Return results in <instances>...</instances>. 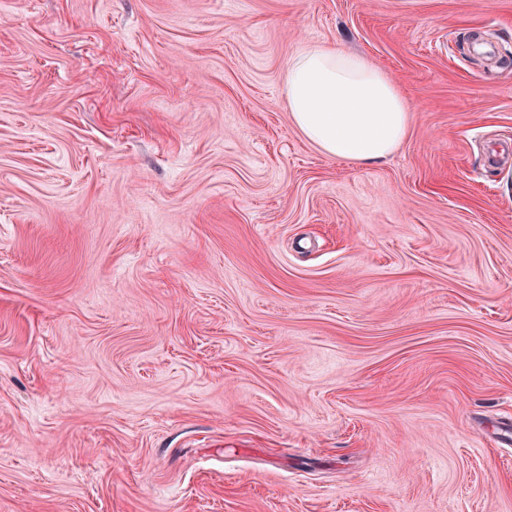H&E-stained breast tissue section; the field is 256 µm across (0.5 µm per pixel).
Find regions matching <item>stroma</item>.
Wrapping results in <instances>:
<instances>
[{
	"instance_id": "1",
	"label": "stroma",
	"mask_w": 512,
	"mask_h": 512,
	"mask_svg": "<svg viewBox=\"0 0 512 512\" xmlns=\"http://www.w3.org/2000/svg\"><path fill=\"white\" fill-rule=\"evenodd\" d=\"M409 133L330 158L306 45ZM512 0H0V512H512ZM285 94L294 125L324 154L379 162L408 135V102L386 73L340 47L310 44L288 65Z\"/></svg>"
}]
</instances>
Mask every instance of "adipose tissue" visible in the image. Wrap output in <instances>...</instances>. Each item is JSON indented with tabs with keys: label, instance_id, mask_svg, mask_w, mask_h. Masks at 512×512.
Instances as JSON below:
<instances>
[{
	"label": "adipose tissue",
	"instance_id": "adipose-tissue-1",
	"mask_svg": "<svg viewBox=\"0 0 512 512\" xmlns=\"http://www.w3.org/2000/svg\"><path fill=\"white\" fill-rule=\"evenodd\" d=\"M285 94L294 125L324 154L379 162L408 135L409 105L386 73L340 47L306 46L288 65Z\"/></svg>",
	"mask_w": 512,
	"mask_h": 512
}]
</instances>
